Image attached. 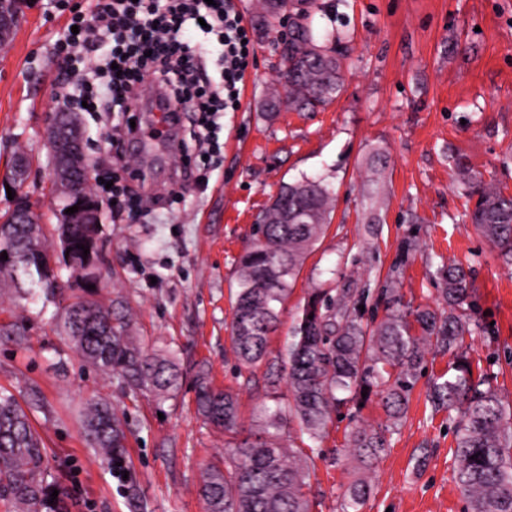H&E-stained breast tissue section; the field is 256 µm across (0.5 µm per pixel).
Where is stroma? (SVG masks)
<instances>
[{
  "label": "stroma",
  "instance_id": "obj_1",
  "mask_svg": "<svg viewBox=\"0 0 512 512\" xmlns=\"http://www.w3.org/2000/svg\"><path fill=\"white\" fill-rule=\"evenodd\" d=\"M85 6L31 0L12 41L0 46V212L12 205L7 164L22 151L32 167L21 192L46 227L55 222L56 194L45 133L49 114L79 93L83 65L67 60L61 44L67 21ZM310 12L321 31L339 37L341 95L321 112H262L279 63L280 21L272 19L271 31L254 34L241 107L225 114L203 170L207 188L174 185L183 161L166 145L160 113H136L140 130L125 137L119 163L105 140L110 121L80 115L97 173L122 184L137 174L148 188L138 208H103L98 297L121 298L149 345L181 350L175 399L124 394L69 348L51 314L15 306L13 284L0 278V388L18 395L41 435L66 512H204L200 471L223 455L226 437L196 414L198 365L237 394L244 429H258L259 406L274 398L269 366L284 359L309 291L349 283L376 293L395 266L403 301L414 308L440 306L441 263L471 269L479 327L464 344L474 374L491 373L512 406V268L464 217L475 201L455 166L464 157L512 195V0H313ZM303 175L328 183L332 219L292 284L266 362L246 377L231 355L238 260L258 215L282 184ZM411 238L420 249L403 255ZM20 322L21 343L11 332ZM451 360L427 354L407 417L373 466L363 512H466L453 424L428 396ZM91 398L111 401L126 422L124 475L97 457L83 429ZM349 423V413L336 416L317 442L297 422L286 426L287 445L311 452V512H336L353 477L341 460Z\"/></svg>",
  "mask_w": 512,
  "mask_h": 512
}]
</instances>
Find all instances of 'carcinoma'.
I'll return each mask as SVG.
<instances>
[{
  "mask_svg": "<svg viewBox=\"0 0 512 512\" xmlns=\"http://www.w3.org/2000/svg\"><path fill=\"white\" fill-rule=\"evenodd\" d=\"M288 13L292 41L282 56L288 73V105L315 111L335 100L342 90L341 54L316 33L311 14L297 11L294 0H270L268 18ZM461 184L477 196L468 218L480 234L499 249L512 266V196L484 182L482 174L458 163ZM331 191L304 176L282 186L270 207L258 217L253 238L239 259V276L231 320L232 352L238 364L252 369L267 355L291 283L306 255L319 240L331 211ZM308 211L312 219L299 224L294 215ZM13 214L0 213V239L13 261L0 275L15 284L19 297L43 299L64 313L62 332L76 354L95 370L118 380L127 394L166 401L180 386L178 354L155 349L135 335L132 318L119 298L105 305L91 289L70 296L58 285L64 256L46 245L60 235L40 224H14ZM69 266V265H67ZM77 272L75 266H69ZM442 309L402 303L400 290L384 288L392 305L379 321L364 320L368 288H342L330 297L315 289L307 297L292 342L288 345V398L263 406L262 436L236 441L239 404L235 394L213 387L200 368L195 379L196 410L207 423L224 428L228 437L224 460L203 467L199 496L206 512H310L307 494L308 455L288 448L281 432L287 417L313 440L327 433L332 415L341 407L380 397L386 421L371 428L359 421L346 433V459L357 463L353 481L340 502V512H361L371 492L369 470L390 447V435L405 418L425 355L432 350L453 353L448 377L434 380L430 398L438 409L458 412L456 480L469 512H512V409L505 406L489 378L473 377L472 361L463 348L474 319L467 307L472 288L468 272L449 263L437 268ZM368 390H363V387ZM348 393L344 398L337 392ZM367 396H362V392ZM86 432L102 460H122L127 429L112 404L91 399L84 407ZM42 440L16 396L0 390V501L14 512H41L53 484L44 460Z\"/></svg>",
  "mask_w": 512,
  "mask_h": 512,
  "instance_id": "carcinoma-1",
  "label": "carcinoma"
}]
</instances>
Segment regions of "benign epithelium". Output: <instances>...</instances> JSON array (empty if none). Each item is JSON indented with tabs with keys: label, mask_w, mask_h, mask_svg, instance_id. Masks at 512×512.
<instances>
[{
	"label": "benign epithelium",
	"mask_w": 512,
	"mask_h": 512,
	"mask_svg": "<svg viewBox=\"0 0 512 512\" xmlns=\"http://www.w3.org/2000/svg\"><path fill=\"white\" fill-rule=\"evenodd\" d=\"M26 5L27 0H0V40L12 35ZM46 144L59 190V203L54 206L56 223L65 227L84 224L92 230L91 236L98 237L102 202L91 187L93 163L81 126L69 120L66 110L54 113ZM74 205L78 206V212L65 213Z\"/></svg>",
	"instance_id": "benign-epithelium-1"
}]
</instances>
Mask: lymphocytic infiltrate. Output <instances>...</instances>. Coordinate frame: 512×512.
Segmentation results:
<instances>
[{
    "label": "lymphocytic infiltrate",
    "mask_w": 512,
    "mask_h": 512,
    "mask_svg": "<svg viewBox=\"0 0 512 512\" xmlns=\"http://www.w3.org/2000/svg\"><path fill=\"white\" fill-rule=\"evenodd\" d=\"M72 22L86 38L111 46L92 71L96 93L80 94L89 111L117 117L137 111L139 91L149 82L165 104L196 115L190 140L176 145L183 158L213 141L221 118L234 109L253 52L234 0H90L88 14ZM199 28L218 43L219 79L206 71V42L190 39Z\"/></svg>",
    "instance_id": "f902f5d3"
}]
</instances>
